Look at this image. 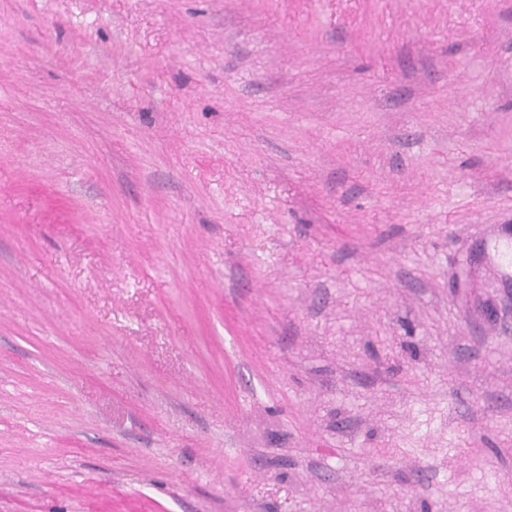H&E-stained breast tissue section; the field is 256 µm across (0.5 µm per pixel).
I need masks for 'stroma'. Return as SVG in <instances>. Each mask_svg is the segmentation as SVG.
Returning <instances> with one entry per match:
<instances>
[{
    "label": "stroma",
    "instance_id": "stroma-1",
    "mask_svg": "<svg viewBox=\"0 0 512 512\" xmlns=\"http://www.w3.org/2000/svg\"><path fill=\"white\" fill-rule=\"evenodd\" d=\"M512 0H0V512H512Z\"/></svg>",
    "mask_w": 512,
    "mask_h": 512
}]
</instances>
